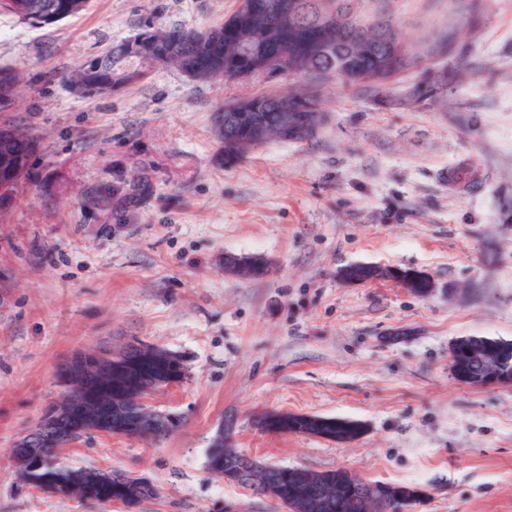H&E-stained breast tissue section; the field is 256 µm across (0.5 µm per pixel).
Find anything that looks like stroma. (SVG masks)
Here are the masks:
<instances>
[{
	"mask_svg": "<svg viewBox=\"0 0 512 512\" xmlns=\"http://www.w3.org/2000/svg\"><path fill=\"white\" fill-rule=\"evenodd\" d=\"M355 0L389 20L419 66L351 87L329 76L314 138L270 141L228 165L213 119L239 95L303 78L196 81L172 67L104 94L64 82L143 30H205L239 0H90L77 18L33 26L0 15V66L23 75L1 123L40 137L0 215V512H125L22 485L14 442L63 394L58 368L83 350L141 341L177 353L185 377L145 402L178 416L152 440L107 434L60 448L74 467L150 480L133 512H282L213 479L208 451L226 417L232 445L309 472L409 485L405 512H512V384L451 372L463 336L512 341V0ZM452 36L448 53L435 44ZM444 81L440 94L418 87ZM471 167L455 186L450 169ZM146 178L127 205L116 186ZM259 255L268 275L226 271ZM367 263L381 276L348 282ZM392 268L428 275L413 294ZM274 410L359 421L351 442L259 431Z\"/></svg>",
	"mask_w": 512,
	"mask_h": 512,
	"instance_id": "stroma-1",
	"label": "stroma"
}]
</instances>
